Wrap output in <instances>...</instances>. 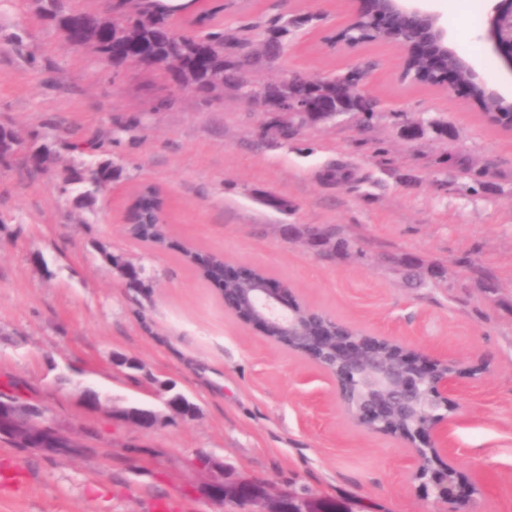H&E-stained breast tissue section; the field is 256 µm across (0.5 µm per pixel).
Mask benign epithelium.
<instances>
[{"mask_svg": "<svg viewBox=\"0 0 512 512\" xmlns=\"http://www.w3.org/2000/svg\"><path fill=\"white\" fill-rule=\"evenodd\" d=\"M512 0H496L491 11L489 41L495 51L512 70ZM387 14H378L374 24L383 28V37L400 46L405 57L422 60L425 65L440 73L442 85L459 89L457 73L445 66L442 49L448 48V31L438 15L408 5V0H386ZM400 15L414 20L424 28L426 38L410 42L406 29L394 22ZM105 11L82 14L76 25L83 34L92 31ZM301 79L293 75L277 84V89L259 92L247 97V102L261 108L265 116L263 130L272 134L293 112L307 116L306 126H314L340 115L326 106L308 103L297 93ZM498 105L488 116L494 122L504 121L512 126V102H506L496 92ZM248 310L246 325L260 328L263 332L273 329L290 339L303 342L307 339L308 326L297 315L291 286L286 281L273 278L252 280L237 289V295L224 301V310L236 307ZM362 346L338 336L331 340L326 335L314 336L315 347L294 351L315 368L326 372L336 380L338 398L353 420L369 430L394 434L408 441L413 449L412 473L422 481L434 500L456 504L461 500L460 473L451 460L450 431L456 419L448 416V393L459 390L460 372L456 363L446 356L425 349L361 332ZM381 342L394 345L399 357L391 363L375 351ZM156 399L167 409L181 413L184 397L173 392L172 384L161 383L155 391ZM399 416L416 414L410 426L393 430L387 427V414ZM111 415L144 428L162 424L167 415L153 403L141 402L120 411L110 409ZM49 442L65 440L54 426L47 410L22 403L19 399L0 401V436L15 448H32L36 436ZM198 469L215 472L217 476L206 487L207 499L219 507L217 512H333L336 502L305 488L296 490L286 487L273 490L263 479L224 471V463L209 455L195 459Z\"/></svg>", "mask_w": 512, "mask_h": 512, "instance_id": "1", "label": "benign epithelium"}]
</instances>
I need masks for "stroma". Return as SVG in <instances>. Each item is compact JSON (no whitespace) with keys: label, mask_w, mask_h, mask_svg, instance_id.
Instances as JSON below:
<instances>
[{"label":"stroma","mask_w":512,"mask_h":512,"mask_svg":"<svg viewBox=\"0 0 512 512\" xmlns=\"http://www.w3.org/2000/svg\"><path fill=\"white\" fill-rule=\"evenodd\" d=\"M224 30L249 50L278 18L309 17L252 84L358 69L354 115L260 142V108L235 91L208 98L130 64L113 70L56 38L31 7L0 0V125L53 155L27 172L0 163V390L46 405L82 453L56 457L0 440V512H212L208 454L273 489L307 487L352 512H448L411 475V450L357 424L336 383L230 312L177 251L145 245L123 213L145 185L162 189L171 239L288 280L297 298L351 327L434 350L465 374L451 394L453 463L471 497L459 512H512V132L465 93L402 79L403 50L337 39L357 0H223ZM448 42L512 101V70L484 38L492 0H421ZM137 119L133 137L113 129ZM419 136L402 132L406 121ZM447 124L448 136L434 133ZM95 141L78 154L70 140ZM109 160L119 180L88 209L62 192L67 168ZM336 181H327V169ZM271 192L291 207L260 201ZM335 228L342 254L312 249L289 226ZM142 266L133 291L102 250ZM137 360L130 371L117 358ZM170 382L197 407L150 429L87 412L92 385L122 407Z\"/></svg>","instance_id":"obj_1"}]
</instances>
